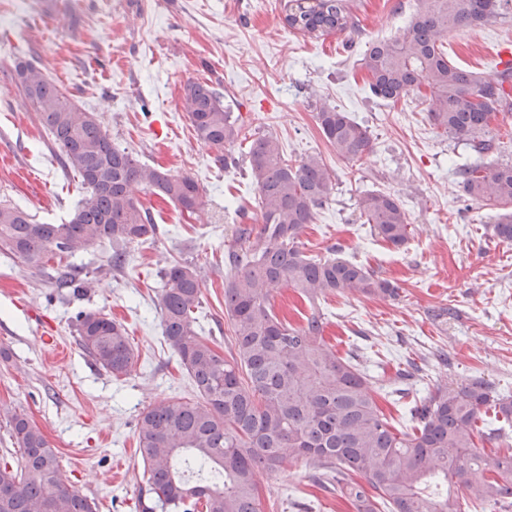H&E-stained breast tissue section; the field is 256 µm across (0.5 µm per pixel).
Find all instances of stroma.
<instances>
[{"mask_svg": "<svg viewBox=\"0 0 512 512\" xmlns=\"http://www.w3.org/2000/svg\"><path fill=\"white\" fill-rule=\"evenodd\" d=\"M286 0H0V201L35 222L67 220L82 197L59 150L15 84L17 59L44 65L82 109L99 113L113 143L141 163L187 174L206 196L203 210L180 213L147 193L140 201L157 237L131 247L125 267L109 271L110 246L73 256L93 272L87 293L45 284L20 258L0 253V456H17L6 410L25 412L56 448L71 488L98 512H141L135 427L162 399L195 392L162 334L159 271L171 260L196 264L202 279L201 336L223 345L224 253L235 243L237 211L256 215L257 194L243 169L224 171L195 139L180 108L187 80L219 84L245 137L228 151L245 159L249 141L276 136L289 161L320 155L333 175L331 199L300 241L308 253L337 255L396 281L397 299L331 295L320 301L325 335L340 356L367 360L373 379H392L406 359L423 369L410 385L480 377L512 395V244L493 238L495 207L468 200L460 164L512 162V112L492 127L499 148L475 153L436 129L428 105L411 96L389 103L370 95L358 61L368 42L395 37L415 0H353L355 32L310 38L284 23ZM443 43L459 67L495 77L512 53V18L460 27ZM367 126L372 150L358 162L338 158L315 118V101ZM398 193L409 211L406 245L388 246L358 209L367 191ZM100 310L123 321L139 354L132 372L113 378L81 350L74 316ZM54 345H45L43 335ZM380 344L372 354L371 344ZM444 351L440 364L435 351ZM303 462L262 478L264 512H352L310 479Z\"/></svg>", "mask_w": 512, "mask_h": 512, "instance_id": "obj_1", "label": "stroma"}]
</instances>
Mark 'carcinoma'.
<instances>
[{
  "instance_id": "cac0c4a2",
  "label": "carcinoma",
  "mask_w": 512,
  "mask_h": 512,
  "mask_svg": "<svg viewBox=\"0 0 512 512\" xmlns=\"http://www.w3.org/2000/svg\"><path fill=\"white\" fill-rule=\"evenodd\" d=\"M396 37L367 46L360 64L371 94L397 102L428 101L431 123L487 153L496 147L490 124L512 106L503 84L448 59L441 38L462 26L512 16V0H416ZM288 28L311 37L357 29L351 0H288ZM17 87L73 172L83 198L59 224H35L19 207L0 202V251L20 257L54 286L92 285L84 268L62 264L94 244L112 247L110 267L121 269L132 245L159 233L138 194L150 191L190 215L204 207L200 185L140 164L110 139L100 117L81 109L31 62L15 66ZM181 106L194 136L215 151L224 170L239 168L224 152L242 128L207 82L184 84ZM316 120L336 155L357 162L372 150L368 128L325 102ZM248 172L257 192L259 227L242 225L224 265V315L233 349L225 355L198 336L202 288L198 270L173 260L160 271V317L166 344L190 376L197 400H158L137 425L142 465L141 512H263L260 473L275 474L288 460L315 469L312 480L338 492L355 512H512V450L488 454L477 441L500 438L479 426L491 411L512 424V396L482 378L437 382L426 396L404 401L392 391L410 429L397 427L379 407L366 369L326 343L324 321L312 312L301 325L281 318L273 293L286 285L308 301L336 294L392 298L399 287L363 264L308 256L299 237L330 201L333 175L322 158L293 165L278 138L250 142ZM465 192L499 210L491 235L512 243V163L463 165ZM364 223L399 249L409 238L408 213L395 192L372 191L358 202ZM78 344L92 363L115 378L130 374L138 355L125 325L101 311L75 316ZM20 458L0 461V512H97L96 503L68 487L58 453L27 414L7 415Z\"/></svg>"
}]
</instances>
